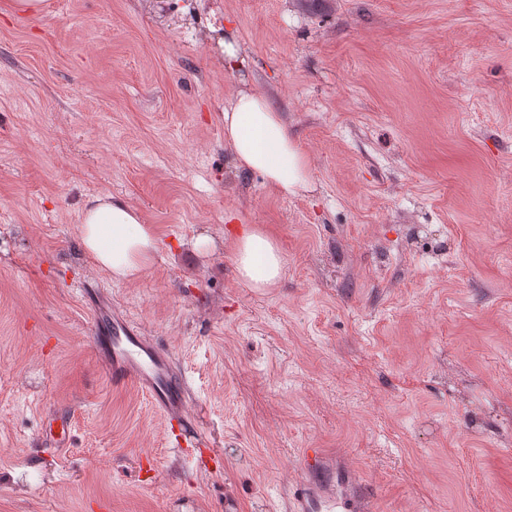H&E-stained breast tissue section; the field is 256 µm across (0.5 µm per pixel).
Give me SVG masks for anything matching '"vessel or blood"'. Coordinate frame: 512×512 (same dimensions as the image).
Here are the masks:
<instances>
[{"label": "vessel or blood", "instance_id": "obj_1", "mask_svg": "<svg viewBox=\"0 0 512 512\" xmlns=\"http://www.w3.org/2000/svg\"><path fill=\"white\" fill-rule=\"evenodd\" d=\"M82 296L91 303L89 340L109 382L144 392L169 425L189 426L187 382L184 375L174 372L169 354L142 336L126 313L109 311L96 288L83 289ZM326 463V453L320 448L313 457L304 458L307 478L291 498V512H334L341 497L351 502L354 512H364L366 499L351 489L338 494L330 485L314 480L313 471Z\"/></svg>", "mask_w": 512, "mask_h": 512}]
</instances>
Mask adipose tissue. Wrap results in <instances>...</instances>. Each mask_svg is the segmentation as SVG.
Masks as SVG:
<instances>
[{
	"label": "adipose tissue",
	"instance_id": "1",
	"mask_svg": "<svg viewBox=\"0 0 512 512\" xmlns=\"http://www.w3.org/2000/svg\"><path fill=\"white\" fill-rule=\"evenodd\" d=\"M224 142L238 167L259 172L280 194L295 196L310 189L308 161L264 95L245 89L236 94L224 109ZM79 242L117 282L137 279L158 252L153 225L109 194L86 199ZM234 263L239 280L250 288L275 287L284 270L275 239L258 227L236 238Z\"/></svg>",
	"mask_w": 512,
	"mask_h": 512
}]
</instances>
